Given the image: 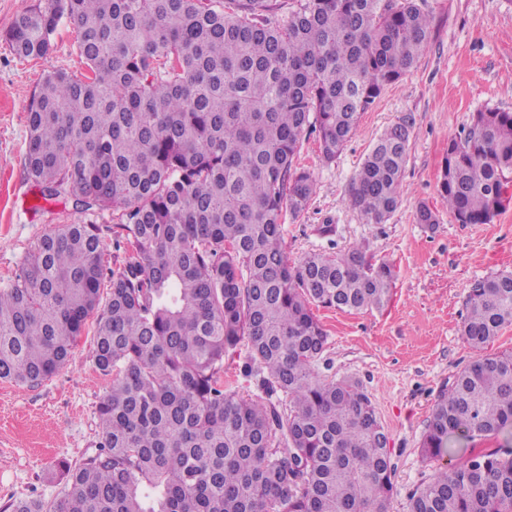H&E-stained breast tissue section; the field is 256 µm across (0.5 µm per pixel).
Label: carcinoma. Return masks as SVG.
I'll return each instance as SVG.
<instances>
[{
	"instance_id": "obj_1",
	"label": "carcinoma",
	"mask_w": 512,
	"mask_h": 512,
	"mask_svg": "<svg viewBox=\"0 0 512 512\" xmlns=\"http://www.w3.org/2000/svg\"><path fill=\"white\" fill-rule=\"evenodd\" d=\"M34 0L0 33L43 58L66 23L87 71L48 74L27 113L23 168L43 197L114 211L125 260L105 273L101 229L63 224L0 281V380L36 385L96 316L94 357L112 376L97 452L58 464L67 493L11 512H387L386 433L363 385L322 380L313 308L380 310L394 271L364 247L288 263L285 216L315 192L303 136L336 161L384 87L426 51L416 0ZM410 126L376 140L349 190L368 224L403 197ZM512 182V112L474 114L448 141L440 196L460 224H489ZM110 295L99 307L101 280ZM462 336L483 349L512 325V272L474 280ZM282 397L224 391V356ZM512 431V353L489 355L441 393L421 444L434 461ZM410 512H512V450L438 467Z\"/></svg>"
}]
</instances>
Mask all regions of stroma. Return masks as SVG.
Listing matches in <instances>:
<instances>
[{"instance_id": "35a3bbf8", "label": "stroma", "mask_w": 512, "mask_h": 512, "mask_svg": "<svg viewBox=\"0 0 512 512\" xmlns=\"http://www.w3.org/2000/svg\"><path fill=\"white\" fill-rule=\"evenodd\" d=\"M421 6L431 22L426 52L362 115L336 161L323 163L315 136H304L298 163L313 173L316 192L284 224L289 263L360 244L368 260L395 269L383 310L316 311L328 333L316 374L360 380L388 436L389 512H408L411 494L433 474L434 464L420 454L432 406L478 357L461 335L470 283L512 271V205L492 223L460 224L438 192L448 141L464 134L473 113L512 112V0H422ZM85 69L72 27H61L53 50L35 61L20 60L0 40V279L18 274L39 238L82 219L71 197H42L23 158L27 112L43 78ZM398 122L412 131L403 198L385 223L368 224L348 203L350 185L376 138ZM421 202L437 210L434 227L417 222ZM327 223L338 228L334 239L317 231ZM93 346L89 327L50 378L34 386L0 381V512L19 498H59L65 484L54 475L56 462L78 465L95 453L97 406L112 379L96 368Z\"/></svg>"}]
</instances>
